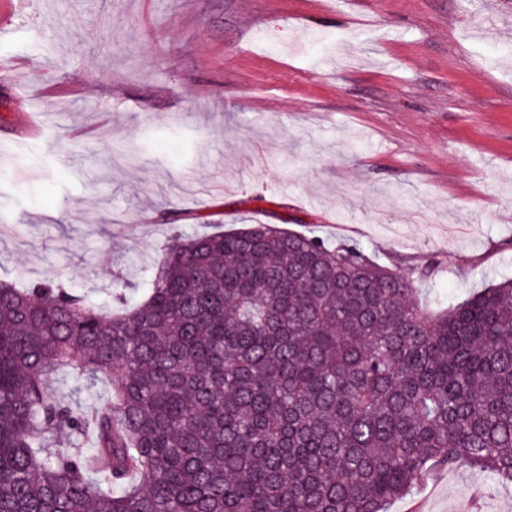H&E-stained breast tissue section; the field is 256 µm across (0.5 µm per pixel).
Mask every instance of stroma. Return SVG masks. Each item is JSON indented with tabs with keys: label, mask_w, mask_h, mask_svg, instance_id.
Returning <instances> with one entry per match:
<instances>
[{
	"label": "stroma",
	"mask_w": 512,
	"mask_h": 512,
	"mask_svg": "<svg viewBox=\"0 0 512 512\" xmlns=\"http://www.w3.org/2000/svg\"><path fill=\"white\" fill-rule=\"evenodd\" d=\"M249 224L437 256L457 301L512 278V0H0V280L108 304L174 233ZM51 382L85 412L110 391ZM391 512L512 487L461 464Z\"/></svg>",
	"instance_id": "35a3bbf8"
}]
</instances>
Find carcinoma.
I'll use <instances>...</instances> for the list:
<instances>
[{
	"instance_id": "carcinoma-1",
	"label": "carcinoma",
	"mask_w": 512,
	"mask_h": 512,
	"mask_svg": "<svg viewBox=\"0 0 512 512\" xmlns=\"http://www.w3.org/2000/svg\"><path fill=\"white\" fill-rule=\"evenodd\" d=\"M437 266L253 224L174 235L119 314L0 281V512H388L464 463L512 484V279L424 303ZM51 382L59 397L84 412L103 408L110 391V385L104 380L89 386L72 374H53Z\"/></svg>"
}]
</instances>
